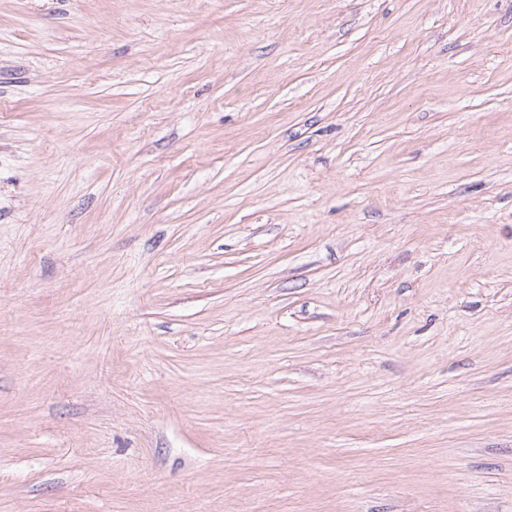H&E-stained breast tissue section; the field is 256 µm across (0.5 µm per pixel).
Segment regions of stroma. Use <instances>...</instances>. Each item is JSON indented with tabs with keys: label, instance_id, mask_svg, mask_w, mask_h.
<instances>
[{
	"label": "stroma",
	"instance_id": "1",
	"mask_svg": "<svg viewBox=\"0 0 512 512\" xmlns=\"http://www.w3.org/2000/svg\"><path fill=\"white\" fill-rule=\"evenodd\" d=\"M0 512H512V0H0Z\"/></svg>",
	"mask_w": 512,
	"mask_h": 512
}]
</instances>
